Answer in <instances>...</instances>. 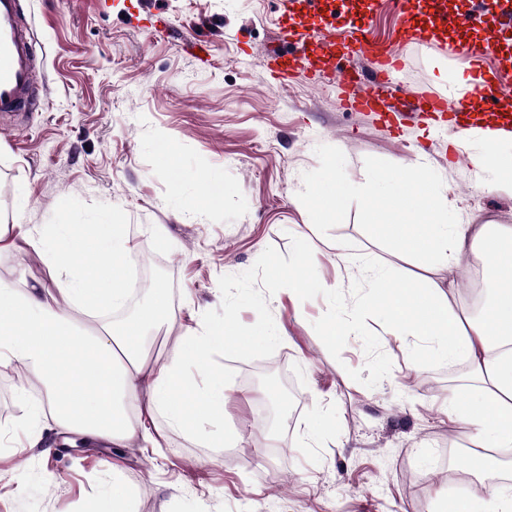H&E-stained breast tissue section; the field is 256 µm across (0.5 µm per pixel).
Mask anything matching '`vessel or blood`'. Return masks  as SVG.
<instances>
[{"instance_id": "1", "label": "vessel or blood", "mask_w": 512, "mask_h": 512, "mask_svg": "<svg viewBox=\"0 0 512 512\" xmlns=\"http://www.w3.org/2000/svg\"><path fill=\"white\" fill-rule=\"evenodd\" d=\"M395 5L406 24L407 40L436 43L448 55L468 59L470 98L481 103L486 122L512 129V114L498 110L502 100L512 97V87L487 78L482 67L484 57L502 52L506 35L512 33V8L506 0H472L471 7L456 13L449 12L447 0H434L431 15L419 24L411 21L414 0H395ZM277 37L284 51L271 53L265 60L273 79L287 77L293 69L304 70L315 83L338 85L343 108L373 113L380 121L390 122L391 108L384 95L391 90L402 60L371 42L366 28L351 32L346 40V64L334 71L327 61L335 57L336 43L326 35L310 31L292 17L279 27ZM32 42V32L20 21L19 0H0V114L24 112L33 103L37 81ZM359 58L365 60V69L355 67ZM402 104L420 121L439 119L460 134L468 129L460 110L445 97L409 93Z\"/></svg>"}]
</instances>
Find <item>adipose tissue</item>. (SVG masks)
I'll use <instances>...</instances> for the list:
<instances>
[{"label": "adipose tissue", "mask_w": 512, "mask_h": 512, "mask_svg": "<svg viewBox=\"0 0 512 512\" xmlns=\"http://www.w3.org/2000/svg\"><path fill=\"white\" fill-rule=\"evenodd\" d=\"M507 138L504 132L480 131L477 148L467 155L483 188L512 181V150L502 147ZM432 181L424 164L374 175L363 199L368 212L386 217L377 232L395 250L451 270L463 254L482 252L492 298L481 315L464 318L452 290L439 282L413 280L397 268L368 261L363 269L373 284L365 303L384 309L400 335L427 340L442 357L466 359L476 385L464 394L449 392L448 416L471 428L479 447L512 448V227L457 223L447 201L429 192ZM29 247L44 249L50 279L68 281L63 309L48 301L47 281L22 288L0 285V365H14L45 386L43 401L32 405L33 418L50 416L57 434L118 448L158 447L160 414L175 428L185 427L193 415L223 425V380H213L188 406L172 395L188 387L184 361L209 373L211 354L238 342L232 323L186 330L168 362L153 369L141 359L146 337L160 321L177 320L165 289H155L152 302L134 320L115 325L100 319V312L122 307L131 290L122 266L128 240L116 216L94 224H59L42 233L0 235V251ZM93 313L95 324L83 323V316ZM459 512H512V486L499 482L497 470H486L477 475Z\"/></svg>", "instance_id": "1"}]
</instances>
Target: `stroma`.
Returning a JSON list of instances; mask_svg holds the SVG:
<instances>
[{"instance_id": "1", "label": "stroma", "mask_w": 512, "mask_h": 512, "mask_svg": "<svg viewBox=\"0 0 512 512\" xmlns=\"http://www.w3.org/2000/svg\"><path fill=\"white\" fill-rule=\"evenodd\" d=\"M293 11L325 32L366 25L372 41L403 55L396 88L458 102L454 79L464 67L400 39L390 0H334L321 12L295 0ZM21 17L48 92L29 111L0 117V194L9 197L0 233L119 215L125 271L146 256L154 274L106 320L136 312L156 287L178 316L154 331L150 365L165 363L184 327L201 328L203 313L220 307V276L249 270L270 246L288 254L300 234L318 254L323 283L346 291L359 275L353 261L324 251V239L343 236L406 276L457 280L459 310L473 311L465 275L481 256L462 258L459 279L444 267L425 271L372 234L359 190L373 175L425 163L460 223L512 226V183L478 188L464 153L447 147V125L385 126L343 109L337 87L300 71L276 84L263 59L278 46V0H21ZM164 136L177 146L170 164L156 152ZM331 166L352 193L327 223H310L306 191ZM202 172L222 181L224 198L190 213L181 202L199 196ZM46 276L40 252L0 253V283L20 288ZM268 307L284 340L268 358L229 360L236 377L223 427L194 417L178 429L157 416L156 450L27 447L30 396L0 365V512H103L116 460L133 512H455L472 489L471 478L456 476L464 455L455 453L453 473L435 468L433 456L472 438L444 411L449 389L473 384L466 362L372 319L392 369L369 388L349 376L366 363L360 338L350 336L336 359L317 336L324 298L298 304L283 289ZM274 365L299 397L271 427L258 411L276 390L253 378Z\"/></svg>"}]
</instances>
